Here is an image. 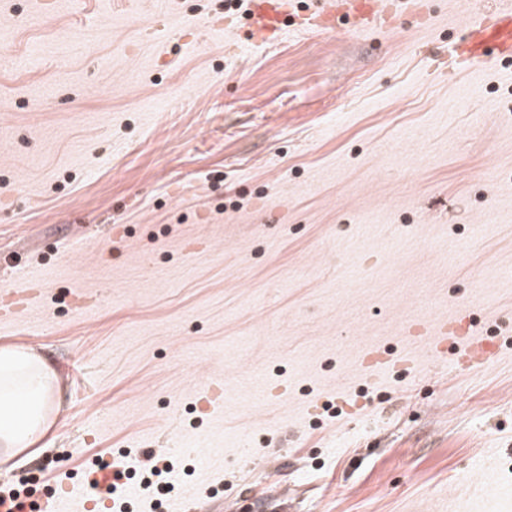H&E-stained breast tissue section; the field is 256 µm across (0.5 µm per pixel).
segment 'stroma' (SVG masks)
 <instances>
[{"mask_svg":"<svg viewBox=\"0 0 512 512\" xmlns=\"http://www.w3.org/2000/svg\"><path fill=\"white\" fill-rule=\"evenodd\" d=\"M430 10L257 45L228 0H0V345L62 374L0 491L512 512V65L449 70L475 0ZM464 307L478 368L425 349ZM112 479H113L112 469L108 470V471H106V469H104V470L96 471V472L92 473L91 475H89L86 479V482L88 484H91V483L97 484L100 488H104L112 483ZM119 486H120L119 482H113L111 485H109L104 490L97 489L95 487V489H97L95 500H97L98 505L101 506V510H96V511H106V510H103V509H106V507L104 505V501L106 499L110 498V496L118 490Z\"/></svg>","mask_w":512,"mask_h":512,"instance_id":"1","label":"stroma"}]
</instances>
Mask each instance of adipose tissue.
Instances as JSON below:
<instances>
[{"mask_svg": "<svg viewBox=\"0 0 512 512\" xmlns=\"http://www.w3.org/2000/svg\"><path fill=\"white\" fill-rule=\"evenodd\" d=\"M58 379L57 370L32 351L0 346V448L6 456L26 453L53 427Z\"/></svg>", "mask_w": 512, "mask_h": 512, "instance_id": "obj_1", "label": "adipose tissue"}]
</instances>
